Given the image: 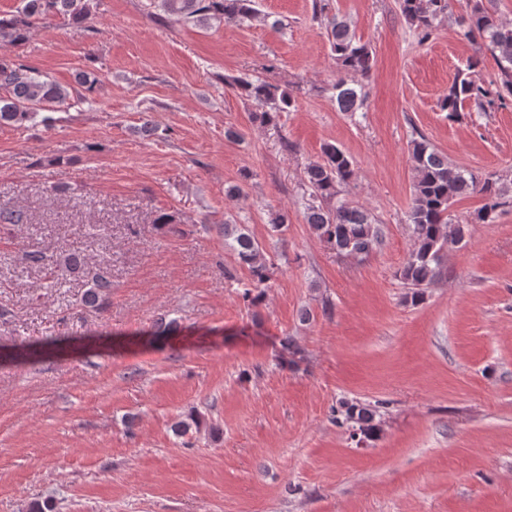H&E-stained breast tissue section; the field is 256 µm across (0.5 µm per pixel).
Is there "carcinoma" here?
<instances>
[{"label": "carcinoma", "instance_id": "obj_1", "mask_svg": "<svg viewBox=\"0 0 512 512\" xmlns=\"http://www.w3.org/2000/svg\"><path fill=\"white\" fill-rule=\"evenodd\" d=\"M91 0H21V6L9 14L0 13V125L23 127L36 121L44 111L70 106L79 89L92 84L85 73L76 76L75 85L64 87L49 77L17 63L7 47L24 42L30 28L50 16H62L82 26L91 15ZM407 23L426 41L445 15H452L449 0H398ZM165 14L176 22L206 26L213 21L241 24L257 14L255 0H160ZM461 35L481 40L480 47L496 57L498 78L489 84L478 81L475 69L479 59L470 60L457 70L453 82L441 99V109L454 117L468 104L480 112H493L512 103V24L502 21L485 0H470L469 12L460 18ZM326 35L336 67L346 74L367 75L374 64L370 44L356 37L351 24L337 15L327 19ZM234 84L254 107L253 116L264 124L275 123L278 114L293 107L292 94L262 79H237ZM338 110L350 115L366 104L363 86L340 77L333 86ZM415 181L407 216L416 248L403 266L400 278L410 288V299L442 274L448 244L461 241L464 221L449 218L448 210L461 197L479 194L483 204L477 218L495 222L505 204L509 187L494 173L478 174L448 162L423 135L410 141ZM354 174L351 157L333 144L322 149V160L305 169L304 185L311 199L322 201L307 208V223L314 233L336 254L363 259L381 243V230L367 210L352 205L342 196V188ZM224 251L239 266L249 271L250 284L243 300L255 305L270 280L273 263L265 257L262 245L239 224L224 225ZM60 279L85 282L83 302L101 308L108 300L112 282L105 272H90L81 255L71 252L54 261ZM338 421L351 426L355 434L371 437L376 429V408L359 403L341 402Z\"/></svg>", "mask_w": 512, "mask_h": 512}]
</instances>
